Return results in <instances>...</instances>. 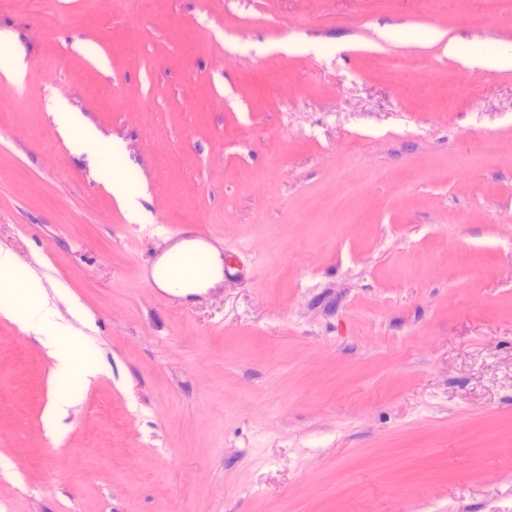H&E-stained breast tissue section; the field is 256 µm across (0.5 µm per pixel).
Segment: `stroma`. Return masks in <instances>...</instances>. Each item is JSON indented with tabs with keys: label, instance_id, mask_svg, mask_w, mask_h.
<instances>
[{
	"label": "stroma",
	"instance_id": "obj_1",
	"mask_svg": "<svg viewBox=\"0 0 512 512\" xmlns=\"http://www.w3.org/2000/svg\"><path fill=\"white\" fill-rule=\"evenodd\" d=\"M0 43L53 329L0 316V512H512V5L0 0ZM192 227L241 271L175 306ZM187 242H180L167 249L159 262L154 267L153 277L159 288H169L167 281L160 271V264L176 255ZM210 267L207 254L202 246L191 248L176 256H174L166 267V276L168 281L174 288L172 290L179 291L187 282H201L210 276Z\"/></svg>",
	"mask_w": 512,
	"mask_h": 512
}]
</instances>
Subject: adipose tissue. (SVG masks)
Returning a JSON list of instances; mask_svg holds the SVG:
<instances>
[{
  "label": "adipose tissue",
  "instance_id": "obj_1",
  "mask_svg": "<svg viewBox=\"0 0 512 512\" xmlns=\"http://www.w3.org/2000/svg\"><path fill=\"white\" fill-rule=\"evenodd\" d=\"M47 311L37 275L14 253L0 249V315L25 326H36Z\"/></svg>",
  "mask_w": 512,
  "mask_h": 512
}]
</instances>
